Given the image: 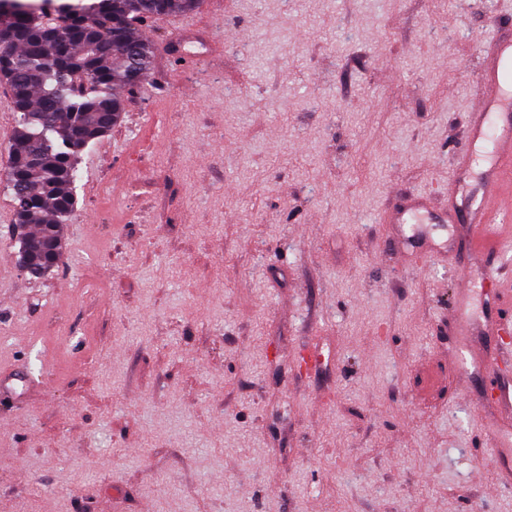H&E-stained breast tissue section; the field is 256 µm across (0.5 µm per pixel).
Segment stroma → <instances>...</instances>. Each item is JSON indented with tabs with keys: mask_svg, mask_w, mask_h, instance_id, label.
Segmentation results:
<instances>
[{
	"mask_svg": "<svg viewBox=\"0 0 512 512\" xmlns=\"http://www.w3.org/2000/svg\"><path fill=\"white\" fill-rule=\"evenodd\" d=\"M21 272L0 82V512H512L458 358V221L512 0H199ZM429 238L393 221L416 195Z\"/></svg>",
	"mask_w": 512,
	"mask_h": 512,
	"instance_id": "obj_1",
	"label": "stroma"
}]
</instances>
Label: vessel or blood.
Wrapping results in <instances>:
<instances>
[{
	"mask_svg": "<svg viewBox=\"0 0 512 512\" xmlns=\"http://www.w3.org/2000/svg\"><path fill=\"white\" fill-rule=\"evenodd\" d=\"M489 51L491 62L481 74L489 94L472 114L467 145L472 148L482 141L489 143L490 150L481 191L465 209L463 220L471 229L470 251L496 257L500 254V229L512 222V215L496 214L493 206L504 183H512V41L492 40ZM472 297L471 289H459L455 329L461 336L470 335L473 328L468 313ZM510 327L512 296L493 292L488 300L483 332L493 336L494 341L462 362L464 372L483 382L495 403L507 413L493 431L491 457L498 481L504 486L512 484V448L507 445L512 438V371L500 367V334Z\"/></svg>",
	"mask_w": 512,
	"mask_h": 512,
	"instance_id": "b4317fda",
	"label": "vessel or blood"
}]
</instances>
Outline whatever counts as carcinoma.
I'll return each mask as SVG.
<instances>
[{"mask_svg":"<svg viewBox=\"0 0 512 512\" xmlns=\"http://www.w3.org/2000/svg\"><path fill=\"white\" fill-rule=\"evenodd\" d=\"M195 6L196 0H78L49 12L0 5V32L17 46L0 61L16 109L7 183L37 263L61 259L50 241L62 250L81 152L112 129L122 92L141 84L136 73L149 75L153 48L137 24Z\"/></svg>","mask_w":512,"mask_h":512,"instance_id":"obj_1","label":"carcinoma"}]
</instances>
